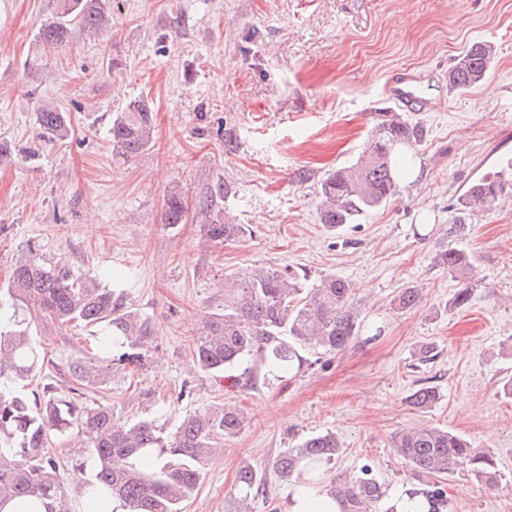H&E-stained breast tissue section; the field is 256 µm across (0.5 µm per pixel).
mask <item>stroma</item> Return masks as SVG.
<instances>
[{"label":"stroma","instance_id":"1","mask_svg":"<svg viewBox=\"0 0 512 512\" xmlns=\"http://www.w3.org/2000/svg\"><path fill=\"white\" fill-rule=\"evenodd\" d=\"M57 0H0V285L27 244L82 275L135 273L126 305L149 336L141 364L104 358L91 328L35 319L39 382L71 397L69 367L102 366L81 400L120 421L165 426L189 413L237 407L242 428L205 467L184 512H239L236 473L268 471L249 512H283L290 486L274 460L300 438L335 431L329 476L370 467L386 486L411 483L391 446L404 428L432 425L496 457L497 490L464 468L448 476V512H512V193L488 215L461 213L475 178L512 156V0H114L103 30L56 48L37 38ZM493 48L478 87L450 91L448 69L474 42ZM421 73L442 98L434 112H404L424 136L385 206L342 230L320 221L321 182L356 161L380 113L396 111L384 86L397 70ZM134 99L155 113L153 145L113 158L112 115ZM70 119L67 138H43L38 110ZM221 207L246 234L212 240L197 201L217 180ZM187 208L163 221L170 191ZM455 247L471 265L458 280L438 262ZM289 266L310 283L335 274L353 286L362 335L345 350L306 351V365L252 388L197 368L192 344L224 309V277ZM468 286L470 302L451 299ZM421 303L398 309L401 289ZM431 346L436 357L421 361ZM440 399L413 407L419 385ZM64 491L78 500L75 439L50 437Z\"/></svg>","mask_w":512,"mask_h":512}]
</instances>
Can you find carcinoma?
I'll use <instances>...</instances> for the list:
<instances>
[{
  "mask_svg": "<svg viewBox=\"0 0 512 512\" xmlns=\"http://www.w3.org/2000/svg\"><path fill=\"white\" fill-rule=\"evenodd\" d=\"M107 0H59L55 17L42 25L39 41L45 46L64 45L78 33L96 32L109 24ZM493 49L472 43L448 70V88L469 90L486 77ZM41 129L56 139L68 136L64 113L49 106L39 112ZM152 111L142 100H133L114 114L110 134L112 153L129 161L146 152L152 143ZM422 138V131L396 112H385L371 132L370 142L357 161L336 169L320 185L321 223L336 231L359 216L383 206L398 190V149ZM512 159L501 162L494 175L474 180L459 198L460 210L469 214L492 211L509 188ZM224 196L219 183L201 196L198 211L206 216V230L215 241L228 242L244 233L241 224L224 220L218 201ZM185 208L177 191L169 193L164 223L184 222ZM448 274L463 278L467 260L450 247L439 254ZM307 275L291 268L252 267L224 279V312L202 323L194 341L197 366L210 373L231 372L232 386L247 388L261 372L301 369L307 349L337 352L359 337L361 324L352 301L350 284L325 276L313 288ZM421 299L418 288H405L396 297L397 307L411 309ZM29 312L61 323H81L99 332L100 348L122 351L127 363L141 360L139 350L147 332L128 309L123 289L104 288L92 277L74 274L67 266L42 261L28 247L12 270L7 287L0 288V508L16 500L41 503L44 512H74L64 493L60 467L45 441L52 433L75 436L87 445L93 466L84 494L95 498L110 494L128 512H183V503L196 491L204 467L218 442L241 429L243 416L232 407L184 416L172 430L153 419L133 424L117 421L112 409L64 400L46 384L41 392L27 391L20 383L37 377L40 354L20 312ZM70 375L78 388L101 381L100 369L75 362ZM439 399L432 386L412 391L409 402L427 409ZM392 448L410 467L412 476L426 482L425 498L433 505H447L444 476L465 467L489 490L499 485L498 463L489 451L471 446L464 437L434 426L397 432ZM340 443L331 431L303 438L275 462L274 474L282 480L306 485L322 483L324 468L338 456ZM264 487L256 468L238 472L237 488L247 501ZM337 499L341 512H372L387 495V487L362 470L353 477H336L325 485Z\"/></svg>",
  "mask_w": 512,
  "mask_h": 512,
  "instance_id": "cac0c4a2",
  "label": "carcinoma"
}]
</instances>
